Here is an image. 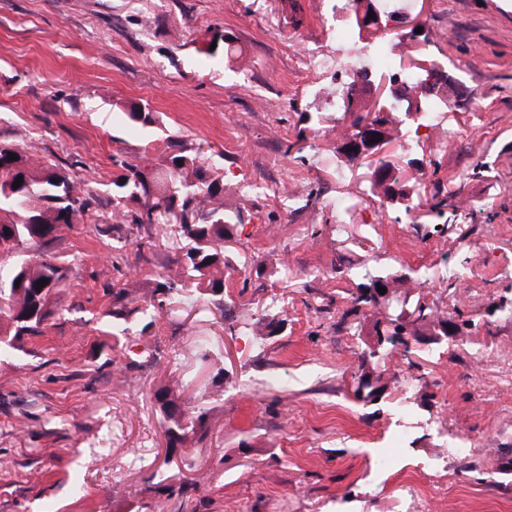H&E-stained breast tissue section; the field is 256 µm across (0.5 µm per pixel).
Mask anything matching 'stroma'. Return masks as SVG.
I'll list each match as a JSON object with an SVG mask.
<instances>
[{"label": "stroma", "mask_w": 512, "mask_h": 512, "mask_svg": "<svg viewBox=\"0 0 512 512\" xmlns=\"http://www.w3.org/2000/svg\"><path fill=\"white\" fill-rule=\"evenodd\" d=\"M300 2L296 28L281 0H0V141L91 197L48 248L0 256L70 268L42 333L0 355V512H150L165 476L182 492L162 512H512V0H401L425 27L403 53L448 77L439 131L403 124L385 149L422 198L413 217L339 150L336 71L314 60L355 49L334 37L345 0ZM217 30L239 56L206 54ZM131 101L156 112L154 134L129 123ZM156 140L198 150L243 207L231 310L201 298L125 331L113 283L141 246L149 273L170 272L175 235L126 222L116 237L112 158L153 165ZM342 262L409 275L483 325L367 357L375 318L351 315ZM262 315L281 325L260 341ZM365 373L372 400L351 388ZM161 389L208 412L186 452L166 446Z\"/></svg>", "instance_id": "35a3bbf8"}]
</instances>
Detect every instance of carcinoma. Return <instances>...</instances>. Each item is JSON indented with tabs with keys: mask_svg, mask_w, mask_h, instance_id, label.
Returning a JSON list of instances; mask_svg holds the SVG:
<instances>
[{
	"mask_svg": "<svg viewBox=\"0 0 512 512\" xmlns=\"http://www.w3.org/2000/svg\"><path fill=\"white\" fill-rule=\"evenodd\" d=\"M210 42L216 43L210 56L226 58L238 53V48L227 35L217 32ZM398 113H366L358 115L349 124L354 129L369 119L371 124L385 128L392 137ZM128 119L145 128L156 123L153 112L146 105L129 107ZM16 159H8L9 154ZM117 171L112 178V203L117 214L131 215L134 224H175L182 246L176 260L174 274L144 279H130L118 288H112V319L131 324L149 315L150 308L163 303H185L190 295L208 296L214 303L224 305V270L233 268L224 242L232 237L234 226L241 223L240 210L224 207L228 193L224 176L197 161L192 149L180 146L160 155L153 166H141L125 159L115 161ZM8 174L12 181L22 178L17 188L0 186V255L11 254L23 245H46L57 239L64 227L77 223L88 207L89 192L66 169L34 158L12 143H0V176ZM398 182L390 162L378 159L371 173L370 193L381 196L383 179ZM46 280L36 290L40 280ZM69 279V268L45 258L21 263L4 275L0 274V297L8 300L9 313L0 317V353L14 347V339L36 335L52 311L49 304L56 289ZM396 280L384 273L369 270L361 275L356 293L352 294V312L366 315V308L381 310L394 323L393 335L370 352L372 357L387 356L409 346V338L427 336L448 326V315L421 299H413L410 292L395 289ZM391 288L397 294L387 305L377 300L378 287ZM167 447L182 448L208 430V415L200 410L193 417L184 418L170 393L156 394Z\"/></svg>",
	"mask_w": 512,
	"mask_h": 512,
	"instance_id": "cac0c4a2",
	"label": "carcinoma"
}]
</instances>
